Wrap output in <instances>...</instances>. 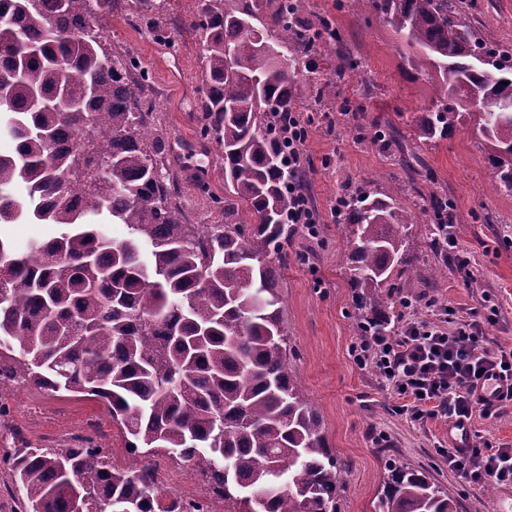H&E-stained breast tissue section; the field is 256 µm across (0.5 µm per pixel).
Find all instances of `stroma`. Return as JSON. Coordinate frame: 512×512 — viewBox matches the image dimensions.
Masks as SVG:
<instances>
[{
	"instance_id": "obj_1",
	"label": "stroma",
	"mask_w": 512,
	"mask_h": 512,
	"mask_svg": "<svg viewBox=\"0 0 512 512\" xmlns=\"http://www.w3.org/2000/svg\"><path fill=\"white\" fill-rule=\"evenodd\" d=\"M156 3L152 22L135 23L129 0H118L100 21L106 51L116 61L138 57L150 74L142 108L151 114L154 136L166 144V171L177 184L184 223L220 224L224 161L204 135L198 110L205 69L201 40L189 25L186 0ZM300 17L328 20L361 62L352 78L337 81L335 94L323 98L314 74L298 70L293 106L310 121L305 181L321 222L316 236L296 231L280 281L290 362L323 418L331 448L345 463L342 512H371L390 461L427 470L458 501L459 512H512V486L497 485L488 494L449 471L442 453L449 444L446 418L410 422L398 412L400 397L373 370L354 363L353 290L342 266L343 237L330 215L337 197L357 189L408 210L436 195L448 197L476 280L464 284L456 266L444 265L430 250L427 225H413L410 246L423 289L411 308L396 307V322L430 318L431 300L448 303L464 320L487 298L498 309V322L487 327L483 345L510 351L512 196L493 189L491 148L472 125L442 138L402 141L416 113L432 104V78L411 68L416 48L389 25L354 11L349 0H302ZM469 19L485 40L512 48V0H475ZM388 127L399 138L378 142L376 131ZM0 401L9 408L0 425V452L22 440L37 447L68 445L92 417L101 443L113 451V466L133 462L120 431L93 400L21 388L1 392ZM379 431L388 433L387 445L374 443Z\"/></svg>"
}]
</instances>
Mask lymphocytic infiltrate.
<instances>
[{
  "instance_id": "1",
  "label": "lymphocytic infiltrate",
  "mask_w": 512,
  "mask_h": 512,
  "mask_svg": "<svg viewBox=\"0 0 512 512\" xmlns=\"http://www.w3.org/2000/svg\"><path fill=\"white\" fill-rule=\"evenodd\" d=\"M432 320L412 319L394 336H371L354 344L351 354L362 369H372L395 394L410 421L447 417L452 426L473 414L496 419L512 405V351L489 353L483 346L495 309L483 304L453 329L444 324L453 309L432 303ZM448 469L470 484L512 486V448L489 452L483 445L449 447Z\"/></svg>"
}]
</instances>
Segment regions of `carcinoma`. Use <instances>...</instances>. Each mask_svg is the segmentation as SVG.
Wrapping results in <instances>:
<instances>
[{"label":"carcinoma","instance_id":"cac0c4a2","mask_svg":"<svg viewBox=\"0 0 512 512\" xmlns=\"http://www.w3.org/2000/svg\"><path fill=\"white\" fill-rule=\"evenodd\" d=\"M116 0H0V223L52 228L24 250L0 240V391L18 385L97 401L134 458L189 462L206 496L161 507L152 465L118 469L84 443L0 456L24 512H342L344 465L294 372L283 327L288 223L286 148L273 115L292 111L296 66L339 30L299 18L301 0H198L190 27L206 65L203 132L224 156V223H182L141 91L148 73L102 44L100 13ZM411 46L436 75L416 138L464 119L490 147L512 151V53L485 41L463 0H351ZM258 21L260 26L252 25ZM251 24L244 30L243 23ZM255 38L244 49L246 33ZM333 74L360 62L335 53ZM278 104L268 109L269 102ZM495 188L512 195V162L490 155ZM245 208L249 224L235 223ZM124 226L105 236L96 217ZM448 200L414 212L362 192L346 198L345 240L361 336L386 335L392 297L414 295L411 225L452 223ZM373 512H458L424 471L388 467Z\"/></svg>","mask_w":512,"mask_h":512}]
</instances>
